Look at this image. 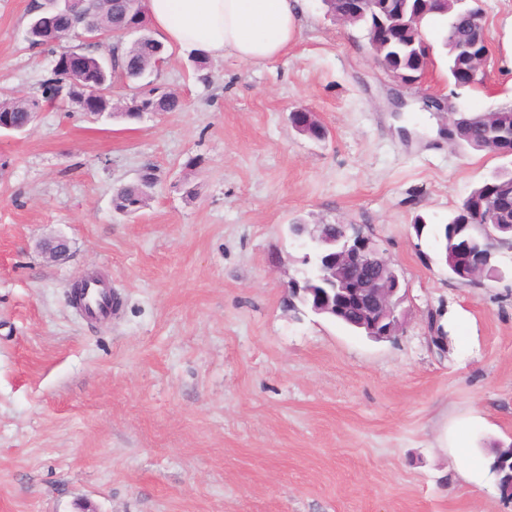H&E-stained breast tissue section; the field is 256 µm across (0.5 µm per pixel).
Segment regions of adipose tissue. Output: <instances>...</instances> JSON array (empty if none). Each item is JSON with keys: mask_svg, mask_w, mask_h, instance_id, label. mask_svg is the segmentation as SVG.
Masks as SVG:
<instances>
[{"mask_svg": "<svg viewBox=\"0 0 512 512\" xmlns=\"http://www.w3.org/2000/svg\"><path fill=\"white\" fill-rule=\"evenodd\" d=\"M145 7L163 44L253 66L283 56L301 29L300 0H146Z\"/></svg>", "mask_w": 512, "mask_h": 512, "instance_id": "obj_1", "label": "adipose tissue"}]
</instances>
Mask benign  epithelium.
I'll return each instance as SVG.
<instances>
[{
  "instance_id": "benign-epithelium-1",
  "label": "benign epithelium",
  "mask_w": 512,
  "mask_h": 512,
  "mask_svg": "<svg viewBox=\"0 0 512 512\" xmlns=\"http://www.w3.org/2000/svg\"><path fill=\"white\" fill-rule=\"evenodd\" d=\"M54 9L40 15L35 23L56 35L62 45L61 53L66 68L76 75L86 70L84 49L88 45H102L106 41L104 27L89 20L83 0H44ZM342 6L330 15L339 24L354 22L365 15L369 0H341ZM65 15L68 26L57 29L51 18ZM370 48L378 55L390 45L386 24L378 20L370 29ZM496 194L497 205L485 215L484 223L512 231L498 223L506 204L512 203V193L498 184H490ZM324 225L304 238L305 225L294 224L292 234L302 240L305 249L302 261L309 266L303 281L293 280L288 292L293 298L302 295L305 307L316 315L336 316L332 300L352 297L355 315L350 325L375 340L388 339L403 329L405 311L402 309L407 294L394 263L385 256L378 243L357 224H341L336 237L323 232ZM505 251L512 253V240L502 241L495 236L490 244L476 250H459L453 255L452 266L463 279H475L486 269H500L498 257Z\"/></svg>"
}]
</instances>
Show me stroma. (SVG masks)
Returning a JSON list of instances; mask_svg holds the SVG:
<instances>
[{"instance_id": "35a3bbf8", "label": "stroma", "mask_w": 512, "mask_h": 512, "mask_svg": "<svg viewBox=\"0 0 512 512\" xmlns=\"http://www.w3.org/2000/svg\"><path fill=\"white\" fill-rule=\"evenodd\" d=\"M30 4L0 0V91L21 97L53 66L28 47ZM479 5L483 82L456 87L436 46L399 110L362 31L304 0L266 66L199 71L169 48L154 80L184 111L49 108L0 133V512H512L484 466L512 442V254L503 279L467 285L438 244L506 161L449 141V111L421 99L512 107V0ZM297 110L323 139L292 128ZM148 165L145 207L115 213L114 187ZM297 221L363 225L387 252L408 290L396 336L289 307ZM56 236L69 252L52 261L39 245ZM92 270L122 300L107 321L67 297Z\"/></svg>"}]
</instances>
